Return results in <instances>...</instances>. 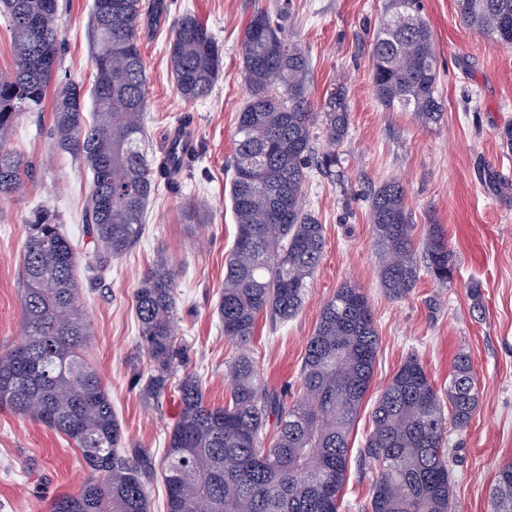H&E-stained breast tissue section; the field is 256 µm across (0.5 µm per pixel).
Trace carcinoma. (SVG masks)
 I'll return each instance as SVG.
<instances>
[{"mask_svg":"<svg viewBox=\"0 0 512 512\" xmlns=\"http://www.w3.org/2000/svg\"><path fill=\"white\" fill-rule=\"evenodd\" d=\"M291 0L275 14L254 13L241 43L248 100L235 133L231 197L237 233L217 304L224 337L244 348L259 316L284 323L302 310L324 250L323 226L305 205L318 134L332 147L349 122L347 91L337 85L315 105L309 55L284 35ZM144 0H93V112L79 86L54 82L63 44L60 0H0L9 21L14 67L0 72V200L23 186L31 165L8 146L27 112L43 111L55 85L50 136L91 175L85 222L104 263L140 236L156 181L143 142L146 68L138 43ZM462 22L496 41L512 0H457ZM371 76L377 100L413 114L422 126L445 112L437 94L438 58L418 0H385L374 34ZM182 98H206L223 73V49L211 29L185 15L168 51ZM185 153L168 147L162 169L179 170ZM370 221L381 286L402 297L420 273L453 280L456 261L442 227L429 226L417 247L404 185L383 183L370 195ZM206 206L188 205L183 223L199 224ZM77 250L55 211L29 222L19 278L23 340L0 355V410L68 438L86 465L105 474L54 498L50 512H149L146 480L159 471L167 512H339L347 478L349 436L371 387L377 333L367 295L346 282L322 306L291 403L269 388L254 360L240 353L227 367L230 394L207 403L199 379L178 385L179 414L160 462L125 449L123 429L84 347L91 335L75 280ZM140 341L153 365L146 392L167 390L176 360V270L158 255L134 294ZM477 389L465 356L448 387L437 389L409 357L381 390L365 454L376 477L366 512H454L448 432L465 428ZM275 436L266 443L269 422ZM493 512H512V463L490 489Z\"/></svg>","mask_w":512,"mask_h":512,"instance_id":"obj_1","label":"carcinoma"}]
</instances>
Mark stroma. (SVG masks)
<instances>
[{
	"instance_id": "stroma-1",
	"label": "stroma",
	"mask_w": 512,
	"mask_h": 512,
	"mask_svg": "<svg viewBox=\"0 0 512 512\" xmlns=\"http://www.w3.org/2000/svg\"><path fill=\"white\" fill-rule=\"evenodd\" d=\"M166 11L138 24L146 66L144 122L151 159L177 136L195 153L187 171L160 179L137 243L112 259L100 277L86 263L94 243L82 221L91 174L57 152L49 137L51 110L23 116L11 148L34 172L19 194L0 201V353L20 343L18 270L33 210H55L78 251L80 301L92 334L85 355L96 369L121 423L127 446L161 457L179 413L175 388L158 399L143 388L151 373L139 338L134 293L158 252L177 270L175 332L185 361L177 374L200 378L208 403L229 395L226 369L240 352L220 328L215 305L236 235L231 181L237 116L247 97L241 38L255 11L280 0H166ZM285 33L309 54L311 95L347 87L348 133L336 152L340 178L312 172L306 203L323 226L324 252L302 311L284 325L259 317L247 350L269 388L286 401L300 391V372L323 304L346 282L367 294L378 334L373 385L349 437L342 512H363L375 470L364 457L371 410L381 389L408 356H416L437 388L447 386L459 355L469 359L478 404L468 426L448 436L456 512H492L489 489L512 462V151L502 146L512 127V44H495L466 28L456 0H422L438 54L440 124L417 123L409 112L376 99L370 50L384 0H292ZM93 0H63V52L58 76L89 93L95 74L90 13ZM207 22L224 53V73L211 95L189 104L168 67V49L183 15ZM400 180L416 240L443 225L456 259L451 283L421 277L402 297L380 284L367 196ZM209 205L202 224L181 221L184 206ZM94 473L70 441L45 426L0 410V512H49L52 499L74 493Z\"/></svg>"
}]
</instances>
